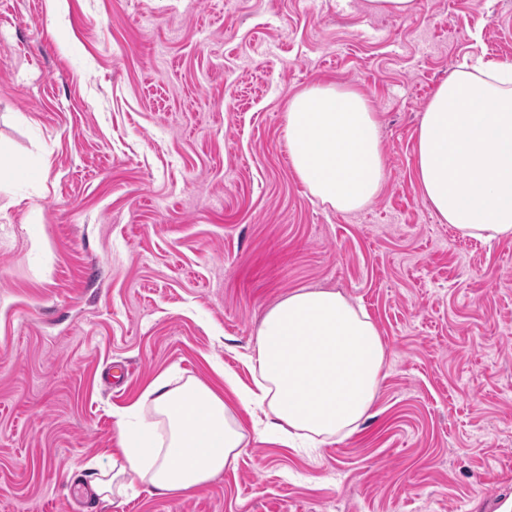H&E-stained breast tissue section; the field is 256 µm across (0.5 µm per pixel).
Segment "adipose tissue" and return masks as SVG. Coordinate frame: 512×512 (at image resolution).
<instances>
[{"instance_id":"1","label":"adipose tissue","mask_w":512,"mask_h":512,"mask_svg":"<svg viewBox=\"0 0 512 512\" xmlns=\"http://www.w3.org/2000/svg\"><path fill=\"white\" fill-rule=\"evenodd\" d=\"M288 146L299 179L336 211H358L379 194L378 120L357 91L328 84L295 95ZM415 169L443 223L486 242L512 238L511 63H465L440 84L421 122ZM247 361L255 386L244 397L268 408L275 428L328 439L352 432L371 410L384 348L362 307L334 291L302 290L265 315ZM146 407L154 419L131 438L128 419ZM116 427L122 456L90 484L105 500L140 483L192 490L223 471L246 439L212 388H174L164 374L118 414Z\"/></svg>"}]
</instances>
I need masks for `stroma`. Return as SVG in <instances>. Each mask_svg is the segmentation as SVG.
<instances>
[{"mask_svg":"<svg viewBox=\"0 0 512 512\" xmlns=\"http://www.w3.org/2000/svg\"><path fill=\"white\" fill-rule=\"evenodd\" d=\"M467 56L512 64V0H0V512L512 503V238L461 236L415 175ZM317 84L377 114L385 181L355 213L289 158L288 102ZM300 289L363 305L385 352L369 417L312 452L255 434L237 395ZM166 371L220 393L246 447L187 494L75 497Z\"/></svg>","mask_w":512,"mask_h":512,"instance_id":"obj_1","label":"stroma"}]
</instances>
